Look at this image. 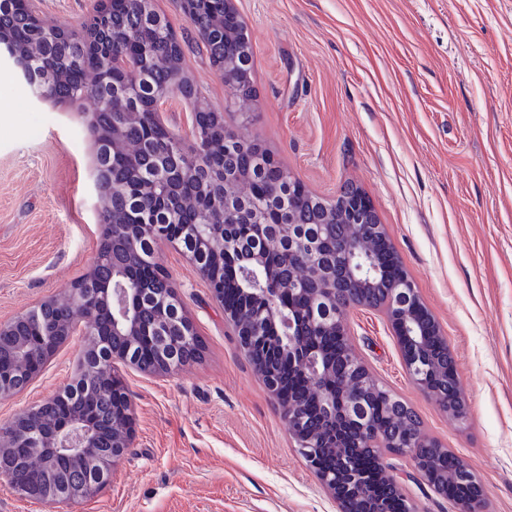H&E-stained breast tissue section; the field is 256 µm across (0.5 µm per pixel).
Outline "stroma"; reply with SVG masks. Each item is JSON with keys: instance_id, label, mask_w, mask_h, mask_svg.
<instances>
[{"instance_id": "35a3bbf8", "label": "stroma", "mask_w": 512, "mask_h": 512, "mask_svg": "<svg viewBox=\"0 0 512 512\" xmlns=\"http://www.w3.org/2000/svg\"><path fill=\"white\" fill-rule=\"evenodd\" d=\"M92 0H35L49 26L80 29ZM254 52L251 100L224 109V80L180 0L155 7L185 40L200 90L161 107L188 133L195 107L257 137L306 190L369 198L450 347L466 422L418 389L384 315L343 319L356 355L462 457L480 512H512V0H234ZM92 100H36L0 66V322L34 309L92 265ZM202 345L170 376L118 374L134 421L106 486L73 512H336L240 351L224 309L177 248L157 245ZM75 334L27 390L0 397V426L71 383ZM417 512H456L408 457L388 454Z\"/></svg>"}]
</instances>
